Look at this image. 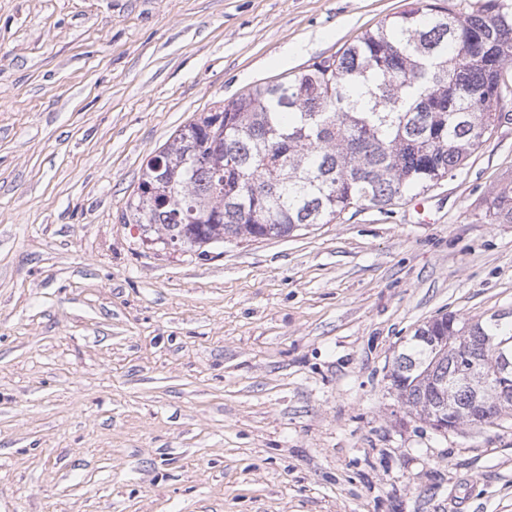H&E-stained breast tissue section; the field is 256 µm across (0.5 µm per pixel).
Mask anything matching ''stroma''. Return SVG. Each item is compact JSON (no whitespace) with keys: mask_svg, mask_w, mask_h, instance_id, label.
Wrapping results in <instances>:
<instances>
[{"mask_svg":"<svg viewBox=\"0 0 512 512\" xmlns=\"http://www.w3.org/2000/svg\"><path fill=\"white\" fill-rule=\"evenodd\" d=\"M410 0H0V512H512V419L440 434L393 363L512 311V119L455 177L208 256L121 215L214 102ZM478 220L487 224H512V183L501 186L486 199Z\"/></svg>","mask_w":512,"mask_h":512,"instance_id":"35a3bbf8","label":"stroma"}]
</instances>
